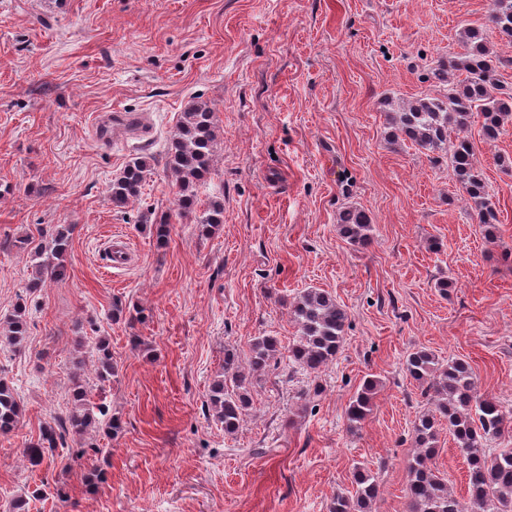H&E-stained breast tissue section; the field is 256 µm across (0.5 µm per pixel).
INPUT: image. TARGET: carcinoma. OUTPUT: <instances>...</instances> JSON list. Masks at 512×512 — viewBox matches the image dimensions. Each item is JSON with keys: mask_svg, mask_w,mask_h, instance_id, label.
Returning a JSON list of instances; mask_svg holds the SVG:
<instances>
[{"mask_svg": "<svg viewBox=\"0 0 512 512\" xmlns=\"http://www.w3.org/2000/svg\"><path fill=\"white\" fill-rule=\"evenodd\" d=\"M489 25L466 24L458 33L463 52L439 62L430 69L431 79L443 86L438 96H422L390 114L387 141H408L419 152L431 156L448 155L452 171L477 212L485 238L493 240L497 232V211L487 186L476 168L474 146L469 137L473 115L482 117V132L487 138L498 135L512 118V94L496 95L497 68L502 61L492 49L490 32L500 39L512 40V0H490ZM220 129L213 110L204 103L191 101L181 113L176 131L167 147L166 166L178 188L176 210L179 216L197 224L203 236L214 233L224 223V202L215 198L198 209L197 187L211 172L214 148ZM151 168V157L131 158L112 180V207L127 208L139 199ZM158 243L170 236V216L150 222ZM339 232L352 244L364 246L371 240L373 224L360 207H349L339 214ZM74 225L55 230L49 240L31 249L34 292L64 274L65 258ZM27 303L16 305L13 313L0 321V349L23 344L27 334ZM290 314L300 335L288 348L289 361L310 375H318L339 352L349 325V315L329 293L318 288L301 292L290 304ZM280 341L271 335L254 337L249 356L242 360L232 349L224 351V374L214 381L210 402L216 419L227 434L236 433L251 405L254 381L279 352ZM98 378L106 380L114 373L112 351L105 338L95 346ZM410 377L425 387L430 408L417 416L413 425L416 451L408 466L406 495L409 512H512V448H494L492 443L505 431L507 413L501 402L478 393L474 372L463 358L439 362L429 349L420 347L406 359ZM377 380L367 378L346 409L350 427L362 424L373 410ZM92 388L78 378L70 388L71 410L40 431L29 441L22 457L31 467L42 466L56 448L68 442L85 447V436L101 429L112 436L120 430L118 419L91 401ZM23 406L13 388L0 378V433L15 430L22 419ZM448 425L457 447L468 464V502L462 504L449 490L447 481L432 461L438 448L440 427ZM352 490L338 492L329 512H371L379 494L375 475L367 467L357 466L352 473Z\"/></svg>", "mask_w": 512, "mask_h": 512, "instance_id": "obj_1", "label": "carcinoma"}]
</instances>
